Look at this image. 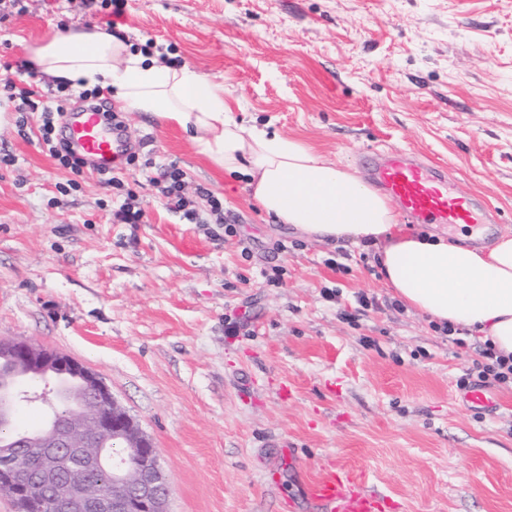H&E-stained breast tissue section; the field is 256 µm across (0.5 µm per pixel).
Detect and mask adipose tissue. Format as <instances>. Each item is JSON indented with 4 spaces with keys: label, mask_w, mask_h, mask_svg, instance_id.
Here are the masks:
<instances>
[{
    "label": "adipose tissue",
    "mask_w": 512,
    "mask_h": 512,
    "mask_svg": "<svg viewBox=\"0 0 512 512\" xmlns=\"http://www.w3.org/2000/svg\"><path fill=\"white\" fill-rule=\"evenodd\" d=\"M39 70L76 90L102 88L125 108L188 132L198 153L245 178L254 200L317 241L368 243L396 297L439 324L480 333L512 355V233L492 247L431 234H398L389 199L307 144L238 123L224 86L170 65L102 30L59 34L32 50Z\"/></svg>",
    "instance_id": "obj_1"
}]
</instances>
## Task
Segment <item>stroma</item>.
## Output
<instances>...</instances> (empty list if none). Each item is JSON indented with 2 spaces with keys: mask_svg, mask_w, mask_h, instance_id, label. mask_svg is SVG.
I'll list each match as a JSON object with an SVG mask.
<instances>
[{
  "mask_svg": "<svg viewBox=\"0 0 512 512\" xmlns=\"http://www.w3.org/2000/svg\"><path fill=\"white\" fill-rule=\"evenodd\" d=\"M7 65L56 33L111 29L224 86L271 124L367 177L413 153L512 229V0H11ZM105 106L135 155L116 185L76 176L20 135L0 94V340L84 364L152 438L170 512H324L308 482L340 465L383 512H512V384L494 411L461 398L482 342L396 305L371 247L280 224L179 127ZM175 165L201 215L169 210L146 162ZM148 221L125 224V199ZM368 306H361L360 297Z\"/></svg>",
  "mask_w": 512,
  "mask_h": 512,
  "instance_id": "obj_1",
  "label": "stroma"
}]
</instances>
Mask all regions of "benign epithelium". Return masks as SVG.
Masks as SVG:
<instances>
[{
    "mask_svg": "<svg viewBox=\"0 0 512 512\" xmlns=\"http://www.w3.org/2000/svg\"><path fill=\"white\" fill-rule=\"evenodd\" d=\"M12 361L18 371L32 366L58 378L61 385L53 391L54 397L63 398L65 388L73 385L97 398L106 411L94 421V430L101 438H108L131 449L141 460L138 468L128 466L123 455L112 457V474L122 492L112 495L98 493L80 479L66 483L59 482V476L74 467V460L68 453L44 456L34 463L39 475L36 482L9 483L3 486V494L14 502L30 498L46 497L52 506L66 512H169V483L161 465L153 440L129 416L114 399L109 389L88 368L68 355L40 347L24 338L8 341ZM51 444L55 448L76 449L81 469L101 462L100 454L84 452L80 445L84 440L72 425L71 420L62 418L50 430Z\"/></svg>",
    "mask_w": 512,
    "mask_h": 512,
    "instance_id": "obj_1",
    "label": "benign epithelium"
}]
</instances>
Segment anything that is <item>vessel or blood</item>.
Segmentation results:
<instances>
[{"label":"vessel or blood","mask_w":512,"mask_h":512,"mask_svg":"<svg viewBox=\"0 0 512 512\" xmlns=\"http://www.w3.org/2000/svg\"><path fill=\"white\" fill-rule=\"evenodd\" d=\"M67 140L95 168L106 170L119 164L128 147L124 132L105 126L99 112L91 108L72 114ZM368 173L412 219L426 224L475 226L490 219L488 208L464 199L451 189L444 170L413 160L406 152L373 157ZM307 494L329 512L382 510L378 496L362 489L360 476L338 466L310 482Z\"/></svg>","instance_id":"obj_1"}]
</instances>
